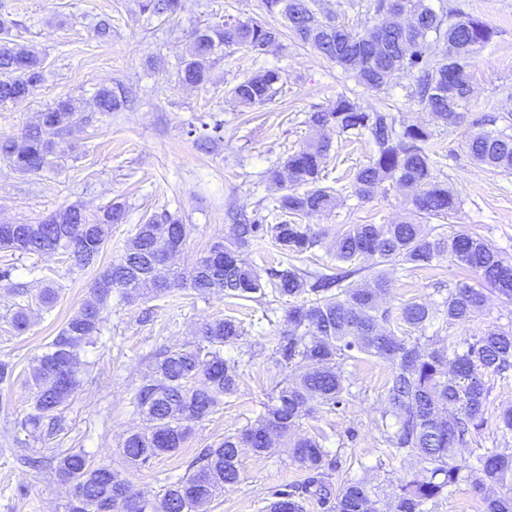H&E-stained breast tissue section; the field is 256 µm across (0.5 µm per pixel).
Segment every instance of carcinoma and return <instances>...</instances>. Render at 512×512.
I'll list each match as a JSON object with an SVG mask.
<instances>
[{"instance_id": "cac0c4a2", "label": "carcinoma", "mask_w": 512, "mask_h": 512, "mask_svg": "<svg viewBox=\"0 0 512 512\" xmlns=\"http://www.w3.org/2000/svg\"><path fill=\"white\" fill-rule=\"evenodd\" d=\"M269 14L278 15L297 40L316 47L323 59L367 90L381 91L403 78L414 81L413 95L432 121L459 126L471 94V64L492 42L495 30L472 17L460 0L433 8L427 0H371L373 15L405 14L404 25L351 26L339 16L316 8V0H264ZM185 9L182 0H142V14H173ZM15 21L0 17V102L34 94L44 81V58L31 46L8 39ZM280 31L250 21H226L195 34L192 48L180 64L182 82L195 87L210 81V59L222 50L247 48L256 57L280 48ZM432 41L448 52L434 60L427 53ZM283 83L282 72L264 68L238 83L233 94L246 106H263ZM126 96L109 86L98 89L93 107L117 112ZM83 122L82 109L71 98H59L40 114L38 123L21 138L0 137V160L21 173L43 170L56 140ZM313 139L284 163L270 167L266 178L288 184V193L273 207L258 206L244 223L235 225L232 241L216 242L197 258L190 271L158 286V267L180 251L187 225L167 210L153 213L136 226L123 255L98 273L93 299L67 320L34 359L29 386L33 413L18 422L39 437L60 431L64 403L80 383V355L94 344L102 312L112 296L132 304L147 298L148 286L165 293L190 288L200 294L271 303L286 301L282 327L275 337L276 382L263 411L245 428L206 446L187 474L163 488L153 502L133 493L130 482L108 464L96 463L81 449L44 448L29 459L39 467L57 461L60 477L70 487L64 512H206L227 486L240 481L239 449L261 455L282 442L303 472L301 481L269 488L263 512H304L314 501L322 512H376V487L367 475L332 486L337 459L323 446L326 436H299L303 420L334 413L347 403L349 378L342 370L348 359L362 355L392 366L385 385V404L376 420L383 456L403 454L419 466L413 479L395 495V512H434L439 499L466 482L479 495L485 512H512V406L496 416L499 444L483 449L471 465L455 461L460 448L470 446L486 429L495 381L512 374V326L473 336L459 348L452 341L425 335L426 324L469 321L482 310L486 293L512 302V260L476 232L451 235L425 230L415 219H446L461 201L448 181L434 169L433 132L424 125L397 126L386 110H364L341 94L307 120ZM340 136L371 137L375 154L358 168L351 188L360 200L373 198L387 182L409 192L412 219L397 224H344L336 232L333 256L340 266L283 269L260 268L240 258L241 250L266 240L284 253L301 258L321 246V237L299 220L319 216L335 204L337 189L323 184L331 143L322 131ZM476 162L512 170V134L481 130L465 140ZM278 222L268 223L269 215ZM126 208L114 203L90 215L80 204L57 210L36 224H0V250L12 255L62 253L79 268L97 263L108 243L112 225L124 223ZM398 264L412 269L444 258L474 275L448 292L443 307L410 301L394 314L380 307L390 292L381 274L363 285L349 279L362 271L359 262ZM31 309L17 304L11 324L18 333L30 327ZM412 336L404 335L406 331ZM245 335L232 316L205 323L199 339L159 351L151 370L133 390L132 404L144 427L129 434L121 446L126 466H150L163 455L184 447L191 423L212 414L224 399L236 395L245 373L236 361L224 359V346Z\"/></svg>"}]
</instances>
